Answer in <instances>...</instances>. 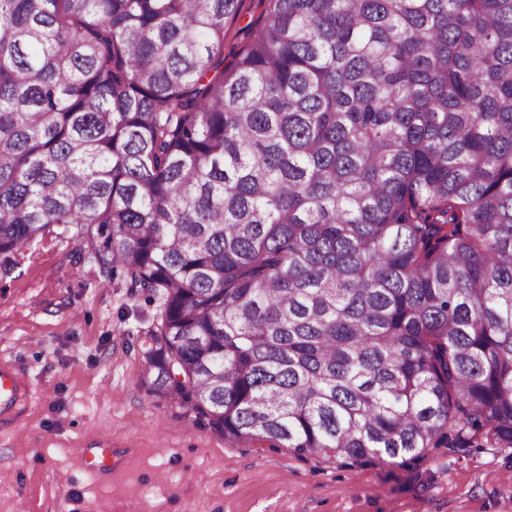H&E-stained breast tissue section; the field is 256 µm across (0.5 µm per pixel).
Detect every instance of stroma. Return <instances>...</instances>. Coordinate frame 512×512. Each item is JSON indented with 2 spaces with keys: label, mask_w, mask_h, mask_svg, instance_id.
<instances>
[{
  "label": "stroma",
  "mask_w": 512,
  "mask_h": 512,
  "mask_svg": "<svg viewBox=\"0 0 512 512\" xmlns=\"http://www.w3.org/2000/svg\"><path fill=\"white\" fill-rule=\"evenodd\" d=\"M157 314L122 272L101 278L74 225L0 256V359L39 393L0 434V512H512L497 448L384 464L225 441L145 379ZM102 438L130 451L109 478L81 457Z\"/></svg>",
  "instance_id": "stroma-1"
}]
</instances>
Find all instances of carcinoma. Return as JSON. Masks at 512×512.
I'll list each match as a JSON object with an SVG mask.
<instances>
[{"label": "carcinoma", "mask_w": 512, "mask_h": 512, "mask_svg": "<svg viewBox=\"0 0 512 512\" xmlns=\"http://www.w3.org/2000/svg\"><path fill=\"white\" fill-rule=\"evenodd\" d=\"M240 12L0 0V255L76 225L228 442L512 449V0ZM263 6L260 0H243V9L240 19L229 29L225 46L224 56H227L234 46L240 45L245 39L244 27L251 21L255 20L261 14Z\"/></svg>", "instance_id": "carcinoma-1"}]
</instances>
